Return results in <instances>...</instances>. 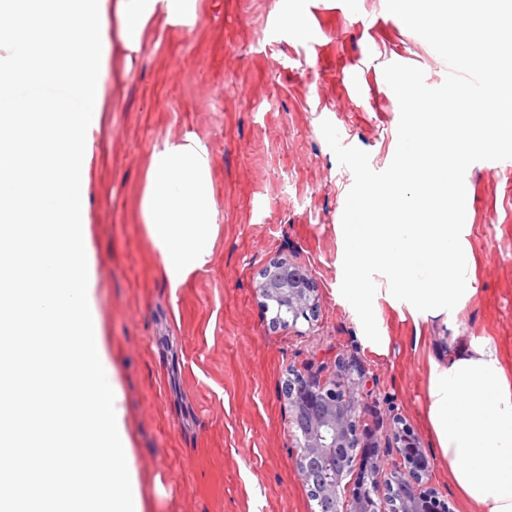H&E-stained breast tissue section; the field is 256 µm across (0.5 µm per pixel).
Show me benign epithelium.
Instances as JSON below:
<instances>
[{
	"instance_id": "7a95c632",
	"label": "benign epithelium",
	"mask_w": 512,
	"mask_h": 512,
	"mask_svg": "<svg viewBox=\"0 0 512 512\" xmlns=\"http://www.w3.org/2000/svg\"><path fill=\"white\" fill-rule=\"evenodd\" d=\"M256 290L265 311L281 308L275 327L293 328L316 317L313 280L294 263L276 260L261 273ZM367 373L342 357L334 366L292 369L284 385L288 435L298 474L319 512H453L429 486L431 461L421 441L389 409L383 439L370 437L365 416L375 400ZM364 448H380L371 457Z\"/></svg>"
}]
</instances>
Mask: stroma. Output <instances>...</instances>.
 Wrapping results in <instances>:
<instances>
[{
    "mask_svg": "<svg viewBox=\"0 0 512 512\" xmlns=\"http://www.w3.org/2000/svg\"><path fill=\"white\" fill-rule=\"evenodd\" d=\"M201 4L194 27L150 24L133 60L111 52L110 110L90 161L92 296L142 512H311L282 388L290 367L340 355L372 378L379 411L395 408L420 437L454 512H471L426 421L429 361L448 355L446 317L399 311L383 267L371 269L375 324L389 338L388 355L372 353L340 229L351 195L397 175L409 114L380 77L406 70L437 83L452 75V53L397 24L406 0ZM191 132L211 154L221 229L211 268L174 293L138 204L153 151ZM463 177L478 293L457 332L512 353V167L478 153ZM278 258L318 290L316 317L290 330L272 327L255 290Z\"/></svg>",
    "mask_w": 512,
    "mask_h": 512,
    "instance_id": "stroma-1",
    "label": "stroma"
}]
</instances>
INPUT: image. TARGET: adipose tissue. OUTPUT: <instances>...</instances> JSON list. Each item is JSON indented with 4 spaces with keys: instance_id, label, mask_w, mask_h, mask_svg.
<instances>
[{
    "instance_id": "adipose-tissue-1",
    "label": "adipose tissue",
    "mask_w": 512,
    "mask_h": 512,
    "mask_svg": "<svg viewBox=\"0 0 512 512\" xmlns=\"http://www.w3.org/2000/svg\"><path fill=\"white\" fill-rule=\"evenodd\" d=\"M200 0H115L117 42L126 56L142 49L156 17L192 26ZM411 114L399 138V176L384 188L352 196L344 215L352 294L371 306L365 273L384 265L395 284L394 303L456 317L475 295L474 260L466 236L470 189L458 174L478 145L499 142L484 112H444L414 78L387 75ZM434 215L416 224L414 213ZM141 221L171 291L207 270L219 231L211 159L206 143L189 135L152 156L139 202ZM384 223H376V216ZM427 421L455 491L473 512H512V359L490 339L452 336L448 357L431 361Z\"/></svg>"
}]
</instances>
